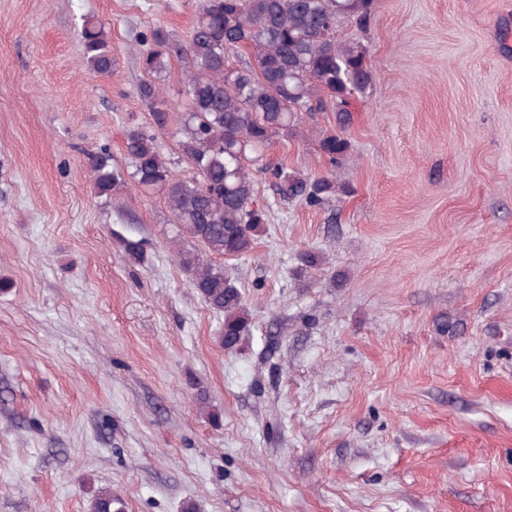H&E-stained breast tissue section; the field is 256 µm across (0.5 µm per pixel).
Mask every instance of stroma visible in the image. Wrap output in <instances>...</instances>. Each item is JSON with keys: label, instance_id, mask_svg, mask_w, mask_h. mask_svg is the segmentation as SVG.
<instances>
[{"label": "stroma", "instance_id": "stroma-1", "mask_svg": "<svg viewBox=\"0 0 512 512\" xmlns=\"http://www.w3.org/2000/svg\"><path fill=\"white\" fill-rule=\"evenodd\" d=\"M195 11L0 0V512L104 487L125 512H512V0H374L348 28L374 83L340 165L331 112L263 161L349 192L311 208L255 171L266 222L220 260L251 318L233 349L164 195L97 196L86 166H124L151 121L135 49ZM87 20L112 76L81 59Z\"/></svg>", "mask_w": 512, "mask_h": 512}]
</instances>
